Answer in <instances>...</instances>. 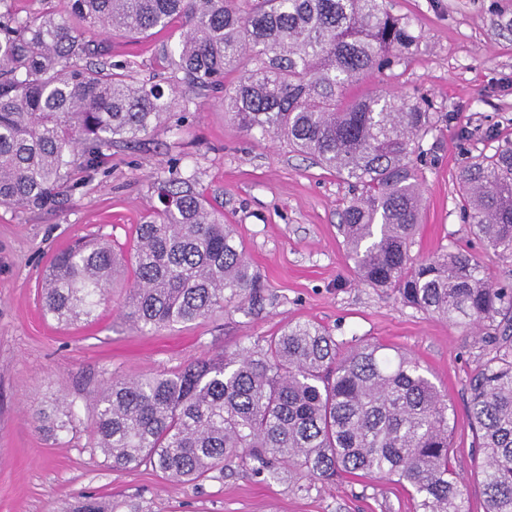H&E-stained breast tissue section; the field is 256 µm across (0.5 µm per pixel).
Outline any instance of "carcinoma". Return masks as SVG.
<instances>
[{"mask_svg":"<svg viewBox=\"0 0 512 512\" xmlns=\"http://www.w3.org/2000/svg\"><path fill=\"white\" fill-rule=\"evenodd\" d=\"M174 22L178 48L158 81H135L124 63L91 61L99 50L84 39L87 29L139 39ZM418 44L386 0H63L48 15L0 12V204L50 207L71 168L91 174L112 144L149 134L175 109L190 111L181 86L214 89L238 73L224 87L225 114L351 186L338 228L359 281L503 341L471 379L468 415L485 512H512V289L495 286L469 254H410L422 209L412 156L435 113L405 99L347 97ZM457 180L460 209L485 250L512 262V143L472 159ZM158 197L130 252L120 313L131 329L150 334L260 305L259 273L194 178L163 183ZM122 263L100 239L57 253L41 282L44 315L65 326L94 323ZM93 413L91 448L113 469L149 465L184 484L222 480L249 459L265 480L296 474L298 492L360 475L404 487L415 512H466L447 395L416 358L339 340L314 322L171 373L114 374ZM36 419L56 443L81 424L64 403ZM59 512L149 508L139 495L114 505L78 494Z\"/></svg>","mask_w":512,"mask_h":512,"instance_id":"cac0c4a2","label":"carcinoma"}]
</instances>
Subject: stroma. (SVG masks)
<instances>
[{
    "label": "stroma",
    "mask_w": 512,
    "mask_h": 512,
    "mask_svg": "<svg viewBox=\"0 0 512 512\" xmlns=\"http://www.w3.org/2000/svg\"><path fill=\"white\" fill-rule=\"evenodd\" d=\"M387 6L411 21L419 48L351 93L401 96L439 116L416 161L423 206L411 254L419 260L442 250L470 254L489 280L512 285V262L486 254L463 220L456 180L470 157L512 140V0H387ZM180 33L176 24L134 42L95 31L85 38L112 61L128 63L142 81L162 70ZM221 98L205 92L170 124L114 144L91 179L72 169L69 188L50 208L0 205V512H56L79 492L115 500L139 494L151 512H414L409 493L387 480L341 478L305 495L286 481H260L244 462L221 480L172 484L144 465L111 469L91 450L89 395L110 374L172 372L304 320L418 358L448 393L451 458L465 479L467 508L485 512L468 399L477 365L494 354L491 343L362 284L338 232L352 195L348 185L287 143L243 132L225 116ZM189 175L223 206L225 223L263 277L255 311L230 309L141 335L120 315L119 285L95 324L62 327L44 317L40 282L59 251L80 237L130 250L137 224L159 204L155 184ZM61 401L73 404L83 424L58 445L39 430L35 412Z\"/></svg>",
    "instance_id": "stroma-1"
}]
</instances>
